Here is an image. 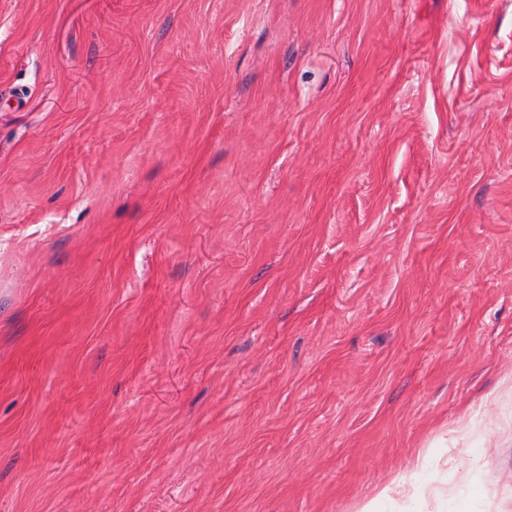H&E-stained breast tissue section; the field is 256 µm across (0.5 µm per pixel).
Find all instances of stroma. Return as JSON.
<instances>
[{
	"instance_id": "obj_1",
	"label": "stroma",
	"mask_w": 512,
	"mask_h": 512,
	"mask_svg": "<svg viewBox=\"0 0 512 512\" xmlns=\"http://www.w3.org/2000/svg\"><path fill=\"white\" fill-rule=\"evenodd\" d=\"M512 512V0H0V512Z\"/></svg>"
}]
</instances>
